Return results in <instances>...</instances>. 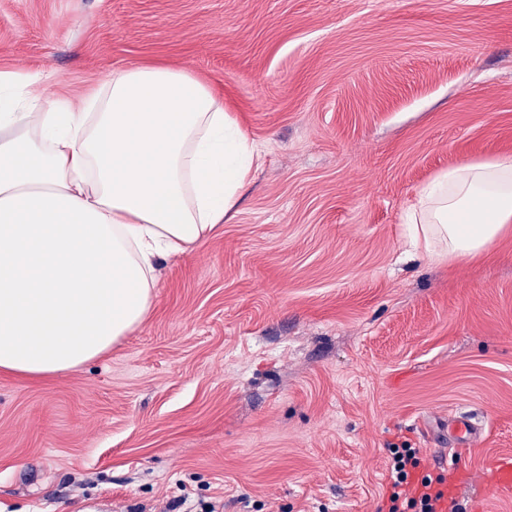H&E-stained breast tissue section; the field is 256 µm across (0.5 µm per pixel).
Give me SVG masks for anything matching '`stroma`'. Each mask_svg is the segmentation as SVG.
Segmentation results:
<instances>
[{
	"label": "stroma",
	"instance_id": "35a3bbf8",
	"mask_svg": "<svg viewBox=\"0 0 512 512\" xmlns=\"http://www.w3.org/2000/svg\"><path fill=\"white\" fill-rule=\"evenodd\" d=\"M139 64L191 69L265 160L160 263L144 325L0 375V512H387L403 444L456 458L462 512H512L486 482L512 458V232L451 260L404 222L440 171L512 158V0H0V72L76 100Z\"/></svg>",
	"mask_w": 512,
	"mask_h": 512
}]
</instances>
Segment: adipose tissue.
<instances>
[{
    "mask_svg": "<svg viewBox=\"0 0 512 512\" xmlns=\"http://www.w3.org/2000/svg\"><path fill=\"white\" fill-rule=\"evenodd\" d=\"M262 162L188 70L117 67L75 102L0 72V372H74L141 327L159 262L234 217ZM406 221L413 248L480 255L512 229V160L448 169Z\"/></svg>",
    "mask_w": 512,
    "mask_h": 512,
    "instance_id": "obj_1",
    "label": "adipose tissue"
}]
</instances>
